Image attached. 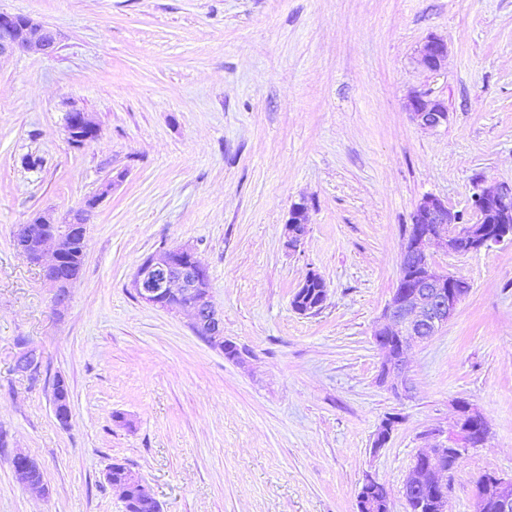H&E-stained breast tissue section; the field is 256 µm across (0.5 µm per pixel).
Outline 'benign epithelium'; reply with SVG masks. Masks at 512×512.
I'll return each mask as SVG.
<instances>
[{
  "label": "benign epithelium",
  "instance_id": "benign-epithelium-1",
  "mask_svg": "<svg viewBox=\"0 0 512 512\" xmlns=\"http://www.w3.org/2000/svg\"><path fill=\"white\" fill-rule=\"evenodd\" d=\"M57 49L53 29L29 17L0 12V58L15 52L36 51L51 55ZM418 64L428 72H438L448 57V44L429 38L417 51ZM412 119L421 127L436 129L448 122V109L440 100H426L421 93L410 97ZM66 130L72 139H84V133H96V124L88 113L72 109L67 114ZM475 221L463 224L448 202L434 195L424 196L411 217L413 231L405 239L401 252L398 288L388 303L383 323L374 331V342L381 355L379 381L385 383L394 375L404 373V353L416 344L426 343L455 316L464 297L462 289L454 286L452 275L438 270L428 249L438 244L448 251L478 252L492 244L512 237V184H473ZM309 221L305 204L293 205L284 227V247L297 251L304 242ZM38 223L47 231L41 236L36 250L29 255L42 272L55 269L67 249V235L49 218L40 215ZM414 273L408 274L409 264ZM133 286L138 298L151 306L192 314V329L208 344L227 351L231 342L224 339L223 320L212 304L208 291V272L192 248L178 245L159 250L145 257L134 275ZM42 363V354L27 344L13 361V369L30 375ZM486 421L471 404L457 410V419L448 430L430 431L436 439L432 448L417 453L403 482L401 494L422 490L431 494L429 507L448 512V483L443 476L449 473L448 457L458 459L468 449L486 441ZM127 500L132 489L151 502H156L149 487L133 472L126 480L114 482ZM376 483L366 478L357 496V512H389L390 495L382 498L371 494ZM493 503L498 512H512V479L484 475L476 483V512H484Z\"/></svg>",
  "mask_w": 512,
  "mask_h": 512
}]
</instances>
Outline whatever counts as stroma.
<instances>
[{
    "label": "stroma",
    "mask_w": 512,
    "mask_h": 512,
    "mask_svg": "<svg viewBox=\"0 0 512 512\" xmlns=\"http://www.w3.org/2000/svg\"><path fill=\"white\" fill-rule=\"evenodd\" d=\"M46 23L54 54L0 63V512H124L108 468L140 476L162 512H357L365 477L391 512L427 432L457 401L489 437L459 460L448 512H475L487 473L512 477V243L432 249L470 290L407 353V388L380 383L373 333L398 284L406 225L434 195L472 219L473 179L512 182V0H0ZM448 43L437 74L416 51ZM448 108L435 130L408 98ZM91 113L77 147L69 109ZM41 156V168L22 166ZM87 226L64 311L14 246L16 225L71 211L116 174ZM301 251L283 247L294 203ZM191 246L208 272L225 357L188 314L141 302L138 264ZM323 307L298 314L309 273ZM34 376L12 370L18 339ZM63 378L71 418L55 417ZM390 441L373 449L387 417ZM22 450L44 488L17 482Z\"/></svg>",
    "instance_id": "35a3bbf8"
}]
</instances>
